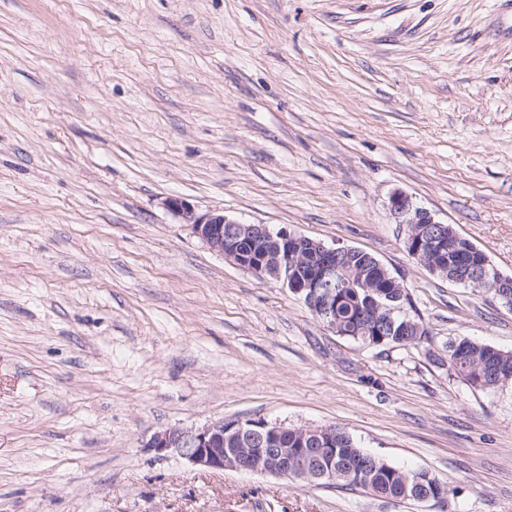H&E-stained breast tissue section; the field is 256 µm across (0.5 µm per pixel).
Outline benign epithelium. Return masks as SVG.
I'll use <instances>...</instances> for the list:
<instances>
[{
	"label": "benign epithelium",
	"mask_w": 512,
	"mask_h": 512,
	"mask_svg": "<svg viewBox=\"0 0 512 512\" xmlns=\"http://www.w3.org/2000/svg\"><path fill=\"white\" fill-rule=\"evenodd\" d=\"M164 205L192 225L194 233L211 249L236 266L259 279L281 282L300 297L310 311L329 330L336 333V293L323 291V283L336 277V259L353 251L351 247H328L309 237L283 230L279 237L283 248L276 252L265 249L271 236L265 224L243 223L220 211L197 213L195 207L181 198L169 197ZM395 223L412 228L426 224V239L432 249L446 242V225L428 209L417 205L412 196L396 189L388 199ZM323 257L316 274L301 275L299 261L306 250ZM288 435V428L265 421L215 422L197 429L169 427L154 433L148 447L159 456L174 452L191 465L223 471L225 469L260 472L283 479H300L311 483L336 482V468L315 475L307 465L313 449L278 447Z\"/></svg>",
	"instance_id": "1"
}]
</instances>
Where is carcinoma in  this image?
<instances>
[{
	"label": "carcinoma",
	"mask_w": 512,
	"mask_h": 512,
	"mask_svg": "<svg viewBox=\"0 0 512 512\" xmlns=\"http://www.w3.org/2000/svg\"><path fill=\"white\" fill-rule=\"evenodd\" d=\"M488 261L482 250L454 233L453 226H448V241L440 255L428 253L426 267L436 275L448 271L450 280H468V285L482 288L491 293L501 303L512 302V286L499 285L491 277H483V268ZM341 277L353 281L356 286L344 288L336 297V325L345 337L357 340L368 346H397L402 340H409L417 345L420 336H405L409 329L404 327L405 316L396 312L393 321L386 323V328L379 329L377 324L384 321L383 315L377 314L378 306H399L407 299V293L401 283L376 270L375 258L361 250H355L338 260ZM369 282L375 290L373 296L366 294L365 288L358 285L360 280ZM447 358L434 356V361L448 363L456 376L462 378L471 387L479 390H491L512 385V351L479 344L466 338L448 341ZM307 448H314L310 467L320 470L331 463H336V487L351 489L358 483L349 480L346 473L365 468L369 470V492L381 497L413 496V492L425 491L437 498L446 490L443 482L428 471L406 472L386 463L382 458L366 453L350 435L336 430V456L319 453L317 449L326 447L325 437L310 436L306 440L288 434V447L296 448L298 443Z\"/></svg>",
	"instance_id": "carcinoma-1"
}]
</instances>
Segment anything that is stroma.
Here are the masks:
<instances>
[{
  "mask_svg": "<svg viewBox=\"0 0 512 512\" xmlns=\"http://www.w3.org/2000/svg\"><path fill=\"white\" fill-rule=\"evenodd\" d=\"M402 189L512 276V0H0V512H512V309L431 275ZM186 198L370 253L418 346L335 335ZM336 426L447 501L205 470L171 426ZM449 367L471 387L491 390L512 385V351L479 344L466 338L448 341Z\"/></svg>",
  "mask_w": 512,
  "mask_h": 512,
  "instance_id": "stroma-1",
  "label": "stroma"
}]
</instances>
